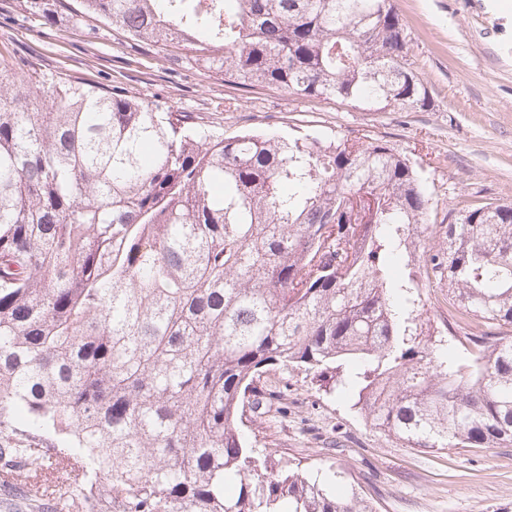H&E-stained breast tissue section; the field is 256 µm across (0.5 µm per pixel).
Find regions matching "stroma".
Returning <instances> with one entry per match:
<instances>
[{"label": "stroma", "instance_id": "1", "mask_svg": "<svg viewBox=\"0 0 512 512\" xmlns=\"http://www.w3.org/2000/svg\"><path fill=\"white\" fill-rule=\"evenodd\" d=\"M393 4L412 69L431 91L423 110L368 112L336 99L298 103L271 87L243 90L173 62L169 50L134 45L96 17L76 30L27 19L18 0H0V77L34 67L106 90L118 86L222 138L254 130L387 142L419 172L438 246L449 209L512 203V0ZM231 102L238 111H225ZM421 298L427 333L444 342L463 336L447 281L424 282ZM258 386L273 401L257 447L339 471L337 491L357 490L376 512H512V444L405 448L373 428L348 397L319 391L302 370L269 367ZM63 479L47 472L0 485V512H60L55 497Z\"/></svg>", "mask_w": 512, "mask_h": 512}]
</instances>
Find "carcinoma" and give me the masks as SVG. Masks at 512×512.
Segmentation results:
<instances>
[{"label":"carcinoma","mask_w":512,"mask_h":512,"mask_svg":"<svg viewBox=\"0 0 512 512\" xmlns=\"http://www.w3.org/2000/svg\"><path fill=\"white\" fill-rule=\"evenodd\" d=\"M96 15L243 89L424 109L392 0H20ZM114 88L0 79V466L69 467L100 512H373L240 429L272 365L300 369L405 448L512 444V204L448 212L469 332L423 338L430 198L378 140L214 138ZM109 475L107 485L100 484Z\"/></svg>","instance_id":"obj_1"}]
</instances>
